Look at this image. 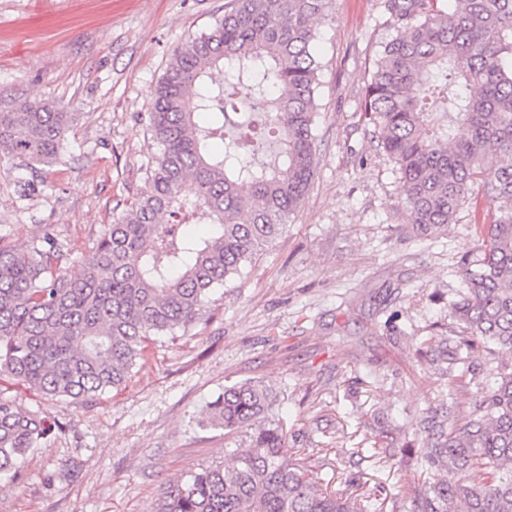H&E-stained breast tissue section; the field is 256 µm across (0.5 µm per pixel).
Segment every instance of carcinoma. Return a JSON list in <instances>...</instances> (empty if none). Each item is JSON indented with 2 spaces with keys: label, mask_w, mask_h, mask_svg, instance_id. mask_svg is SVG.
Returning a JSON list of instances; mask_svg holds the SVG:
<instances>
[{
  "label": "carcinoma",
  "mask_w": 512,
  "mask_h": 512,
  "mask_svg": "<svg viewBox=\"0 0 512 512\" xmlns=\"http://www.w3.org/2000/svg\"><path fill=\"white\" fill-rule=\"evenodd\" d=\"M329 0H235L172 55L154 87L148 128L160 145L149 191L104 232L79 278L56 272L45 238L0 249V380L38 394L97 399L127 381L157 336L201 320L210 294L242 274L287 225L316 167L311 52ZM398 25L366 87L364 112L400 175L409 232L455 223L481 196L494 205L459 262L455 357L477 343L505 357L469 410H429L430 472L417 512H512V0H385ZM74 113L29 102L0 112V159L35 170L61 161ZM187 216L205 234L179 230ZM279 395L259 381L224 388L207 424L232 459L168 485L158 512H383L382 487L329 493L292 460L275 418ZM45 418L0 398V474L48 436Z\"/></svg>",
  "instance_id": "obj_1"
}]
</instances>
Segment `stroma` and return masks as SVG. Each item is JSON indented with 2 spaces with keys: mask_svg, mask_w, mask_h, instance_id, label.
Masks as SVG:
<instances>
[{
  "mask_svg": "<svg viewBox=\"0 0 512 512\" xmlns=\"http://www.w3.org/2000/svg\"><path fill=\"white\" fill-rule=\"evenodd\" d=\"M230 0H0V112L57 103L78 119L65 164L0 161V248L51 235L58 267L79 276L106 224L149 189L160 147L148 100L175 48ZM396 33L384 0H330L314 55L317 168L283 233L235 287L216 289L203 321L158 337L118 391L90 402L0 381V396L55 421L20 471L0 474V512H155L167 485L223 461V430L203 420L225 386L254 379L281 393L295 453L328 491L356 477L384 485L395 512L425 491L416 422L430 407L467 410L468 377L442 379L423 337L455 338L458 262L477 244L470 208L432 237L408 232L394 163L362 99ZM403 451L371 453L384 420Z\"/></svg>",
  "mask_w": 512,
  "mask_h": 512,
  "instance_id": "stroma-1",
  "label": "stroma"
}]
</instances>
